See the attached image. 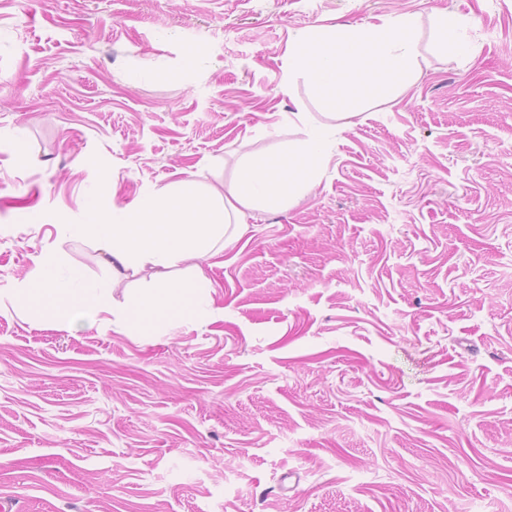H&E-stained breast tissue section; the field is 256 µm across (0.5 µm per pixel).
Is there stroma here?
Instances as JSON below:
<instances>
[{
    "label": "stroma",
    "mask_w": 512,
    "mask_h": 512,
    "mask_svg": "<svg viewBox=\"0 0 512 512\" xmlns=\"http://www.w3.org/2000/svg\"><path fill=\"white\" fill-rule=\"evenodd\" d=\"M0 0V512H512V0ZM417 18L414 85L340 118L287 78L314 27ZM462 23L467 53L437 22ZM326 130L315 184L130 328L88 221ZM56 253L95 324L16 293ZM194 278L181 283L165 281L148 295L136 297L128 307V321L135 326L171 320L188 321L209 301L207 279L198 264L193 265Z\"/></svg>",
    "instance_id": "35a3bbf8"
}]
</instances>
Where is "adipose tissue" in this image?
Segmentation results:
<instances>
[{"label":"adipose tissue","instance_id":"obj_1","mask_svg":"<svg viewBox=\"0 0 512 512\" xmlns=\"http://www.w3.org/2000/svg\"><path fill=\"white\" fill-rule=\"evenodd\" d=\"M415 29V17L403 14L383 26L312 30L297 37L288 73L302 77L339 117L349 116L355 88L382 98L392 87L413 83L418 57ZM322 138L320 129H311L288 153L243 165L229 198L221 203L182 185L159 188L141 197L135 207L108 214L95 195L88 202L92 222L70 224L66 230L74 238L96 237L116 274L146 265L173 268L203 258L229 227L244 230L247 210L260 203H282L292 189L312 186L326 159ZM206 288L207 279L199 270L189 281L159 283L133 300L128 321L140 326L191 320L209 301ZM20 295L30 308L62 321L80 315L93 323L107 306L104 287L87 286L51 252L41 256Z\"/></svg>","mask_w":512,"mask_h":512}]
</instances>
